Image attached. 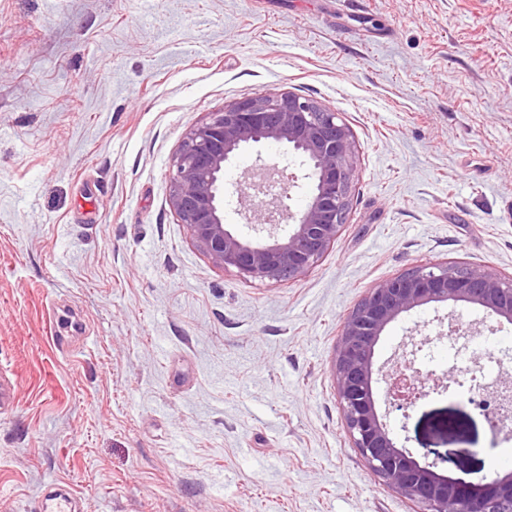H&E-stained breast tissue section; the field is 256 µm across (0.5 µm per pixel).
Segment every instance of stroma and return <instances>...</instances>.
Wrapping results in <instances>:
<instances>
[{"label":"stroma","instance_id":"35a3bbf8","mask_svg":"<svg viewBox=\"0 0 512 512\" xmlns=\"http://www.w3.org/2000/svg\"><path fill=\"white\" fill-rule=\"evenodd\" d=\"M291 91L352 131L348 220L303 277L212 262L169 205L208 113ZM448 263L512 277V0H0V512L66 482L78 512H419L346 431L343 326ZM403 314L419 373L467 363ZM436 378L398 445L512 471Z\"/></svg>","mask_w":512,"mask_h":512}]
</instances>
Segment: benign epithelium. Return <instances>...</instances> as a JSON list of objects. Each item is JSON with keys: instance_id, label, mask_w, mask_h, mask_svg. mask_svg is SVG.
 <instances>
[{"instance_id": "7a95c632", "label": "benign epithelium", "mask_w": 512, "mask_h": 512, "mask_svg": "<svg viewBox=\"0 0 512 512\" xmlns=\"http://www.w3.org/2000/svg\"><path fill=\"white\" fill-rule=\"evenodd\" d=\"M271 143L287 146L306 165L301 174L279 173L284 189L272 201L258 197L255 178L224 183V170L239 152ZM354 176V140L337 112L292 92L259 95L209 113L185 134L171 162L169 204L214 264L254 280L289 282L308 273L336 241ZM302 179L311 180V195L293 212L290 189ZM228 196L236 197L249 233L224 224ZM431 303L469 306L499 325H512V278L446 263L416 266L371 288L345 322L335 358L347 432L370 469L422 512H512L511 471L480 482L440 474L437 463H422L398 447L379 413L378 380L391 409L405 413L421 398L412 369L419 345L404 343V362L379 379L375 347L402 314ZM467 335L453 315L437 319L436 336L465 346Z\"/></svg>"}]
</instances>
